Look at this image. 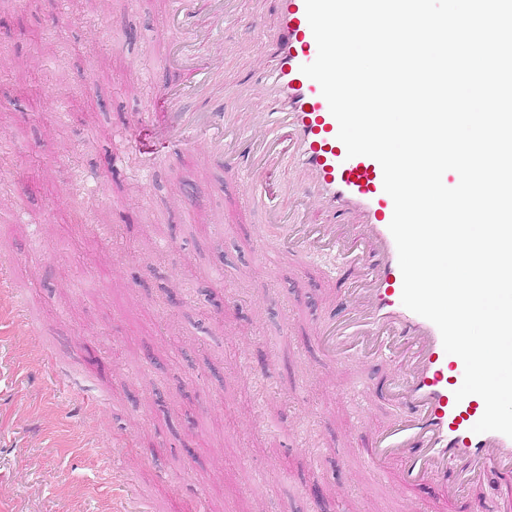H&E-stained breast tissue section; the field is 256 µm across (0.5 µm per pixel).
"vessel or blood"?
Masks as SVG:
<instances>
[{
  "label": "vessel or blood",
  "mask_w": 512,
  "mask_h": 512,
  "mask_svg": "<svg viewBox=\"0 0 512 512\" xmlns=\"http://www.w3.org/2000/svg\"><path fill=\"white\" fill-rule=\"evenodd\" d=\"M200 1L174 0L172 18L164 28L170 42L199 51L209 45L212 29L189 25ZM276 20L274 64L257 85L241 91L243 104L252 110L249 147H227L225 133L237 127V113L225 111L218 102L202 112L186 104L187 93H209L214 71L224 64L219 55L211 66L195 70L192 89L167 91L168 138L189 150L197 134L208 135L212 154L223 158L243 183L248 201L268 194L275 160L281 150H288L298 175L299 204L265 211L267 223L282 228L280 250L306 259L340 247L351 262L362 266L354 286L328 308L322 346L341 357L352 351L354 342L368 340L373 350L386 348L401 353L404 360L393 383L397 417L367 449L366 459L373 465L399 459L403 478L411 485L429 475L442 477L448 497H456L462 491L461 473L512 469V437L474 432L485 403L477 395L456 399L464 378L462 359L445 352L435 324L402 303L403 277L389 230L394 203L384 190L382 167L368 156H348L319 84L302 71L318 55L305 0H277ZM308 198L319 211L343 215L344 223L309 220L302 206ZM0 303L9 307L14 334L31 339L33 320L3 271Z\"/></svg>",
  "instance_id": "1"
}]
</instances>
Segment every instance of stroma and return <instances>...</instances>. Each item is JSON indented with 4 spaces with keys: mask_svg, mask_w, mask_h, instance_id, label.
<instances>
[{
    "mask_svg": "<svg viewBox=\"0 0 512 512\" xmlns=\"http://www.w3.org/2000/svg\"><path fill=\"white\" fill-rule=\"evenodd\" d=\"M173 0H113L105 21L76 0H26L0 12V68L34 52L43 33L63 38L64 55L42 62L34 99L0 83V160L12 175L0 194L22 197L0 210V260L13 266L41 335L29 382L0 370V512H68L71 495L97 512L103 472L83 462L86 422L100 453L134 467L153 512H194L198 486L224 512H512V472L489 469L448 502L437 481L410 486L401 464L376 466L364 451L391 423L386 388L398 366L385 356L325 354L320 319L354 273L315 256L299 269L277 249L279 229L263 208L238 214V183L205 141L153 166L121 147L119 128L152 144L157 99L187 81L165 65L173 44L161 23ZM275 12L270 0H238L211 45L224 68L215 81L224 104L234 89L271 66ZM79 89L71 110L58 97ZM98 179L90 200L99 219L70 212L83 174ZM125 227V242L104 223ZM171 297L167 327L152 302ZM168 347L159 388L184 393L185 416L134 406L137 367L127 351ZM103 388L109 403L87 417L82 399ZM333 488L315 501L313 488Z\"/></svg>",
    "mask_w": 512,
    "mask_h": 512,
    "instance_id": "stroma-1",
    "label": "stroma"
}]
</instances>
